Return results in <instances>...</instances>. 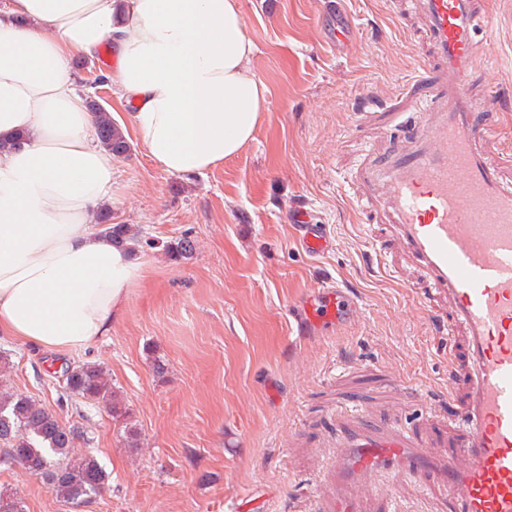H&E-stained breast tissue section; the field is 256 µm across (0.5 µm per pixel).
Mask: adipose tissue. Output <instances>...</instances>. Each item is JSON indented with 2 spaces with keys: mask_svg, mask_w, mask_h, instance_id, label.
<instances>
[{
  "mask_svg": "<svg viewBox=\"0 0 512 512\" xmlns=\"http://www.w3.org/2000/svg\"><path fill=\"white\" fill-rule=\"evenodd\" d=\"M104 46L113 96L169 173L222 166L266 103L241 0H0V334L45 349L108 335L142 276L92 222L116 158L71 63Z\"/></svg>",
  "mask_w": 512,
  "mask_h": 512,
  "instance_id": "ef3b65f1",
  "label": "adipose tissue"
}]
</instances>
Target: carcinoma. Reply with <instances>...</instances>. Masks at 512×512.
Returning a JSON list of instances; mask_svg holds the SVG:
<instances>
[{
	"label": "carcinoma",
	"instance_id": "cac0c4a2",
	"mask_svg": "<svg viewBox=\"0 0 512 512\" xmlns=\"http://www.w3.org/2000/svg\"><path fill=\"white\" fill-rule=\"evenodd\" d=\"M93 108L99 114L101 143L116 157H125L130 150L128 140L103 106L95 102ZM97 221L102 234L112 242L128 246L134 240L128 225L112 223V213L99 215ZM164 250L170 260L180 262L192 257L194 242L183 234L167 242ZM65 374V393L103 408L114 419L126 416L111 379L100 365H70ZM83 438L81 428L61 424L47 406L32 397L18 392H0V468L25 473L26 464L36 462L38 470L31 476L41 479L57 498L73 507L101 495L108 480L105 469L94 455L77 452L76 443ZM0 512H24V502L12 491H0Z\"/></svg>",
	"mask_w": 512,
	"mask_h": 512
}]
</instances>
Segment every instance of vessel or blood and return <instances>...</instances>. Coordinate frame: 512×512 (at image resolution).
I'll return each instance as SVG.
<instances>
[{
	"instance_id": "vessel-or-blood-1",
	"label": "vessel or blood",
	"mask_w": 512,
	"mask_h": 512,
	"mask_svg": "<svg viewBox=\"0 0 512 512\" xmlns=\"http://www.w3.org/2000/svg\"><path fill=\"white\" fill-rule=\"evenodd\" d=\"M428 53L409 86L424 111L397 120L382 153L363 161L356 180L363 205L383 236L425 284L424 299L448 331L449 392L463 391V434L443 455L425 451L398 418L379 424L360 405L336 435L328 471L335 512H363L371 475L402 465L443 483L456 512H512V159H492L499 117L470 93L469 79L488 63L475 44L488 0H416ZM304 251H327L325 225L295 208ZM359 303L326 281L302 299L304 323L344 326Z\"/></svg>"
}]
</instances>
